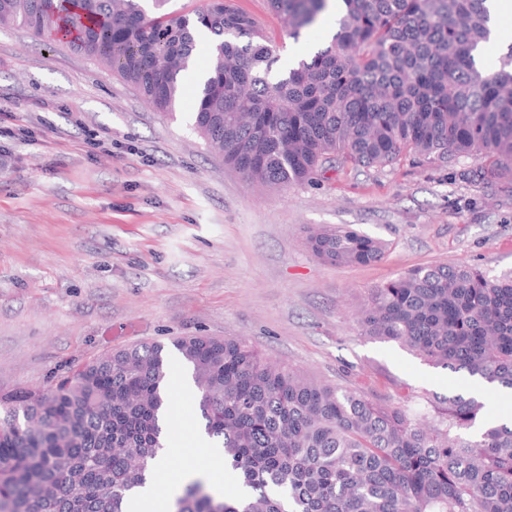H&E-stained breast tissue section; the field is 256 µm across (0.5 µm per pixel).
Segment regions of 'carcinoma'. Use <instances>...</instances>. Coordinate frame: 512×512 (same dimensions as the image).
Listing matches in <instances>:
<instances>
[{"label": "carcinoma", "instance_id": "carcinoma-1", "mask_svg": "<svg viewBox=\"0 0 512 512\" xmlns=\"http://www.w3.org/2000/svg\"><path fill=\"white\" fill-rule=\"evenodd\" d=\"M171 0H0V25L49 33L172 115L196 33L210 35L197 132L245 180L285 190L345 162L385 167L481 162L512 176V68L476 67L486 0H343L331 44L272 81L276 46L232 0L171 11ZM288 34L329 0H267ZM335 265L381 259L386 244L348 226L309 231ZM366 336L435 367L512 390V274L413 268L372 292ZM192 372L205 435L243 478L244 498L188 482L172 512H512V425L467 435L485 413L448 396L395 407L278 365L238 337L172 341ZM165 346L102 353L48 384L0 394V512H124L165 449Z\"/></svg>", "mask_w": 512, "mask_h": 512}]
</instances>
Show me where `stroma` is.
<instances>
[{
    "label": "stroma",
    "mask_w": 512,
    "mask_h": 512,
    "mask_svg": "<svg viewBox=\"0 0 512 512\" xmlns=\"http://www.w3.org/2000/svg\"><path fill=\"white\" fill-rule=\"evenodd\" d=\"M277 45L278 69L328 45L334 23L289 36L266 0H234ZM200 40L176 119L94 60L24 29L0 30V393L141 342L248 339L278 362L376 403L429 401L473 380L401 344L362 335L356 317L378 285L418 266L512 272V181H476V164L412 157L385 167L334 164L287 190L251 186L193 127ZM109 139L111 152L94 146ZM349 224L385 242L368 265H332L308 227ZM167 390L181 450L165 490L179 495L213 461L196 447L194 388L178 356Z\"/></svg>",
    "instance_id": "1"
}]
</instances>
